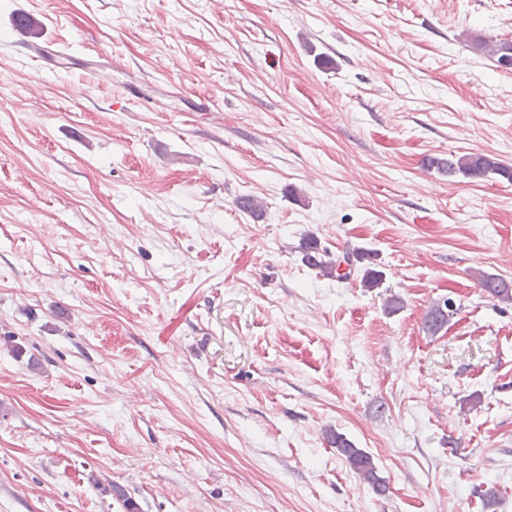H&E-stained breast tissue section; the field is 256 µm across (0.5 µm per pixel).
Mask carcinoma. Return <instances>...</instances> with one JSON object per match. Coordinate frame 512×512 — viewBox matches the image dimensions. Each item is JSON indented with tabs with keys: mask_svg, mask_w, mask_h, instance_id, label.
<instances>
[{
	"mask_svg": "<svg viewBox=\"0 0 512 512\" xmlns=\"http://www.w3.org/2000/svg\"><path fill=\"white\" fill-rule=\"evenodd\" d=\"M475 49L492 60L496 67L512 69V41L507 39H478ZM425 166L450 177H463L470 180H488L498 176L512 182V168L502 164L489 154L468 153L448 159L429 157ZM239 211L254 219L264 217L265 208L261 200L251 195H242L236 199ZM302 260L312 270L326 277L344 279L352 272L360 273V286L372 291L383 285L385 272L378 262L379 254L373 249L357 247L348 249L340 255L332 254L321 245L320 240L312 233L305 235L301 244ZM476 278L480 288L489 297L499 302H512V280L485 272H477ZM449 301L432 303L422 318V330L428 336H435L448 325V315L445 307ZM326 442L336 449L337 454L348 464L350 469L380 497L389 492V480L379 473V468L373 456L345 434L329 429L326 431ZM112 496L121 502L124 512H141L139 504L127 491L117 485H112Z\"/></svg>",
	"mask_w": 512,
	"mask_h": 512,
	"instance_id": "1",
	"label": "carcinoma"
}]
</instances>
